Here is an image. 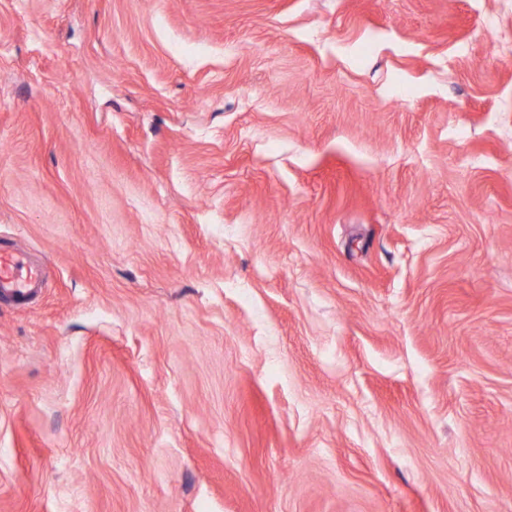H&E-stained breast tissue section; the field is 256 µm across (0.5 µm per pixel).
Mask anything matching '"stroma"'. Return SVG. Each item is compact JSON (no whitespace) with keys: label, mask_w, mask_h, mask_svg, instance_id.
<instances>
[{"label":"stroma","mask_w":512,"mask_h":512,"mask_svg":"<svg viewBox=\"0 0 512 512\" xmlns=\"http://www.w3.org/2000/svg\"><path fill=\"white\" fill-rule=\"evenodd\" d=\"M512 0H0V512H512ZM43 284V269L31 262L26 251L0 250V298L24 306Z\"/></svg>","instance_id":"35a3bbf8"}]
</instances>
